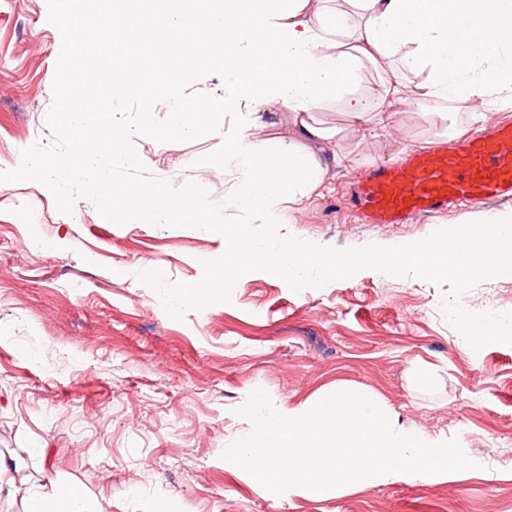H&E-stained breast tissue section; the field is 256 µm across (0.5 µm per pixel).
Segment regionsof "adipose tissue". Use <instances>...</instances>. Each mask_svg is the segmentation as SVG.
<instances>
[{"mask_svg": "<svg viewBox=\"0 0 512 512\" xmlns=\"http://www.w3.org/2000/svg\"><path fill=\"white\" fill-rule=\"evenodd\" d=\"M187 11L176 0H63L61 12L68 35L90 32L87 54L79 58L74 79L63 86L57 110L74 128L111 125L113 100L149 89L157 102L176 101L169 112L166 136L188 137L199 127L193 107L181 98V80L188 62L210 61L236 79L239 92L251 97L255 112L281 107L290 112L296 139L280 166L255 169L240 191L244 205L286 200L288 193L319 189L340 164L325 146L329 129L308 119L309 112L332 99L344 100L358 130L371 133L389 126L384 109L368 111L355 92L364 62L401 54L411 70L429 69L430 78L414 95L415 107L463 100L482 111L493 95L512 93V38L503 23H512V0H355L358 25L343 12L313 20L304 0H194ZM145 27L148 41L166 49L169 62L145 74L140 58L127 50L128 30ZM249 47L240 50L241 36ZM112 45V70L106 88L86 83L89 53L100 43ZM121 139L97 135L81 138L66 162L41 154L25 156L32 170H61L90 178L103 206L116 219L131 214L127 189L115 186L100 166L103 154L118 151ZM185 191L161 186L149 207L156 221L179 214L190 223L211 226L209 204L194 199L185 207ZM27 503L38 512H90L69 486L51 482L29 490Z\"/></svg>", "mask_w": 512, "mask_h": 512, "instance_id": "adipose-tissue-1", "label": "adipose tissue"}]
</instances>
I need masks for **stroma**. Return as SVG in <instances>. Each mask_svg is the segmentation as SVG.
Returning a JSON list of instances; mask_svg holds the SVG:
<instances>
[{
  "label": "stroma",
  "mask_w": 512,
  "mask_h": 512,
  "mask_svg": "<svg viewBox=\"0 0 512 512\" xmlns=\"http://www.w3.org/2000/svg\"><path fill=\"white\" fill-rule=\"evenodd\" d=\"M46 0H0V170L22 149L49 141L45 116L61 49ZM428 70L400 57L365 63L357 91L389 104L391 125L362 135L343 101L313 114L336 131L342 162L319 190L277 206L285 232L340 249L421 240L464 223L469 212L424 223L365 224L353 189L369 170L412 150L455 142L512 119V98L473 118L469 104L442 114L413 109L408 93ZM405 92L388 98L390 83ZM254 129L279 165L295 128L285 109ZM222 133L187 143L138 136L149 173L175 186L194 180L224 200L241 169L199 164ZM222 236L201 229L114 224L86 200L58 212L36 182L0 183V458L19 465L27 488L55 478L96 512H512V346L473 350L444 319L440 291L423 280L363 270L293 292L253 271L232 301L171 319L134 274L200 278L201 260L223 254ZM471 312H512V277L477 284L461 298ZM435 377L414 379L415 365ZM379 395L392 415L426 435L458 439L476 466L428 482H385L340 496L276 495L229 468L224 449L251 430L236 410L257 389L274 406H300L337 387Z\"/></svg>",
  "instance_id": "35a3bbf8"
}]
</instances>
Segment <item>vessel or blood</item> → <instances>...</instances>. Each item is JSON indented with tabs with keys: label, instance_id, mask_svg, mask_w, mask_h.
<instances>
[{
	"label": "vessel or blood",
	"instance_id": "1",
	"mask_svg": "<svg viewBox=\"0 0 512 512\" xmlns=\"http://www.w3.org/2000/svg\"><path fill=\"white\" fill-rule=\"evenodd\" d=\"M511 197L512 123L502 121L451 147L370 170L357 184L355 201L365 223L406 224Z\"/></svg>",
	"mask_w": 512,
	"mask_h": 512
}]
</instances>
